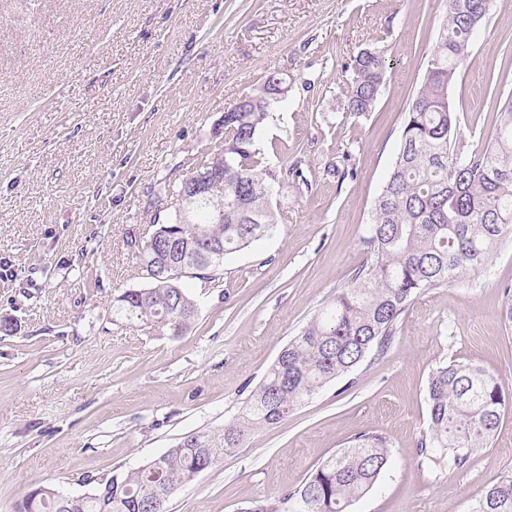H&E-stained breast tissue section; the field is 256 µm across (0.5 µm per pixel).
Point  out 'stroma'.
<instances>
[{
	"instance_id": "35a3bbf8",
	"label": "stroma",
	"mask_w": 512,
	"mask_h": 512,
	"mask_svg": "<svg viewBox=\"0 0 512 512\" xmlns=\"http://www.w3.org/2000/svg\"><path fill=\"white\" fill-rule=\"evenodd\" d=\"M447 0H0V512L34 485L81 495L178 438L223 428L280 350L366 258L369 214L400 141ZM512 31L494 0L454 96L476 147L495 136L482 102ZM384 50L374 112L344 110L351 60ZM286 99L259 135L270 166L301 179L270 199L277 222L189 280L197 316L171 338L113 317L149 280L128 237L174 199L169 178L224 144V113L270 72ZM512 238L487 272L430 288L383 355L368 356L178 491L169 512H244L298 486L359 434L391 463L350 512H470L512 475V405L490 448L459 470L420 450L427 381L478 364L512 394Z\"/></svg>"
}]
</instances>
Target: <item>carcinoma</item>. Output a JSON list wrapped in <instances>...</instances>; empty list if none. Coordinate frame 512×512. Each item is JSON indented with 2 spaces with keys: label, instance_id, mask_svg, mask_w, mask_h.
<instances>
[{
  "label": "carcinoma",
  "instance_id": "carcinoma-1",
  "mask_svg": "<svg viewBox=\"0 0 512 512\" xmlns=\"http://www.w3.org/2000/svg\"><path fill=\"white\" fill-rule=\"evenodd\" d=\"M492 0H448L447 12L415 96L405 112L400 145L378 193L367 228L369 258L332 302L319 310L265 373L242 412L217 431L182 438L148 463L95 482L83 495L52 486L30 490L14 512H168L171 497L208 460L234 454L262 428L284 421L295 407L346 377L371 351L384 352L402 315L423 291L471 281L486 271L493 247L512 236V98L490 88L485 111L494 141L479 149L463 142L453 98L461 69L472 60L476 35ZM346 111L375 110L387 82L384 53L370 49L351 64ZM285 98L268 77L224 112V147L209 162L224 166V189L197 193L177 185L173 211L141 242L138 254L150 286L117 299L113 313L169 336L184 335L197 313L194 298L167 270L178 264L220 270L229 254L261 239L274 223L275 188L302 177L296 165L265 164L258 133ZM430 432L421 449L468 465L489 447L506 405L497 377L473 363L440 366L429 376ZM390 451L381 437L362 434L320 463L274 501L250 502L248 512H349L385 472ZM471 512H512V475L486 484Z\"/></svg>",
  "mask_w": 512,
  "mask_h": 512
}]
</instances>
